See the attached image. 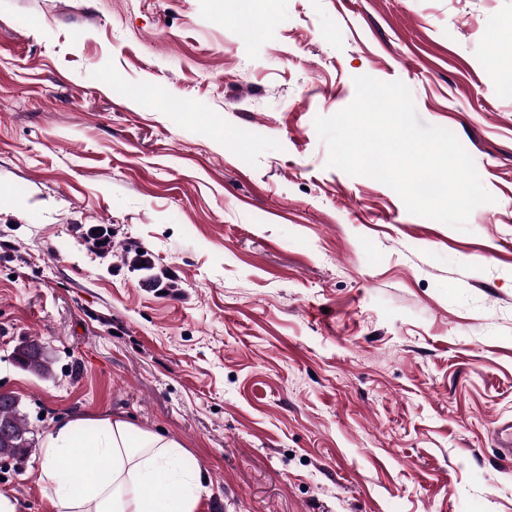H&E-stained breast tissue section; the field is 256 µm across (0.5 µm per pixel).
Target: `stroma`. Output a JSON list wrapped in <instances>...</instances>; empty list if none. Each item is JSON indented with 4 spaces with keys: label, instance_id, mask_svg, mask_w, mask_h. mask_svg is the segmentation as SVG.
I'll return each mask as SVG.
<instances>
[{
    "label": "stroma",
    "instance_id": "stroma-1",
    "mask_svg": "<svg viewBox=\"0 0 512 512\" xmlns=\"http://www.w3.org/2000/svg\"><path fill=\"white\" fill-rule=\"evenodd\" d=\"M253 9L245 38L242 0H0V394L39 442L166 432L199 512H512V0ZM360 75L473 158L468 230L328 166ZM39 469L0 458L17 512H52ZM13 360L24 371L47 377L52 373L49 355L35 340L26 339L15 346Z\"/></svg>",
    "mask_w": 512,
    "mask_h": 512
}]
</instances>
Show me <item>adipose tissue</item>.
Wrapping results in <instances>:
<instances>
[{
	"instance_id": "ef3b65f1",
	"label": "adipose tissue",
	"mask_w": 512,
	"mask_h": 512,
	"mask_svg": "<svg viewBox=\"0 0 512 512\" xmlns=\"http://www.w3.org/2000/svg\"><path fill=\"white\" fill-rule=\"evenodd\" d=\"M182 445L136 429L120 415L87 425L74 417L46 436L39 449V481L53 512H197L198 476L178 473ZM68 460L76 481L60 480Z\"/></svg>"
}]
</instances>
